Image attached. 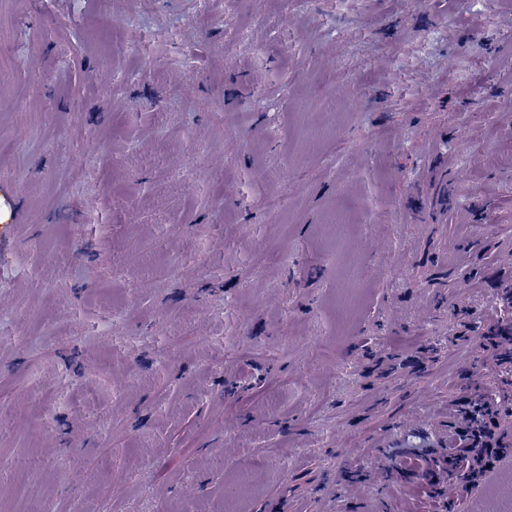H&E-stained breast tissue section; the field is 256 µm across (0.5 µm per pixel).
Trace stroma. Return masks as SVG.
Returning a JSON list of instances; mask_svg holds the SVG:
<instances>
[{"instance_id": "35a3bbf8", "label": "stroma", "mask_w": 512, "mask_h": 512, "mask_svg": "<svg viewBox=\"0 0 512 512\" xmlns=\"http://www.w3.org/2000/svg\"><path fill=\"white\" fill-rule=\"evenodd\" d=\"M1 210L0 512H480L512 472L439 503L399 454L481 388L512 443V0H0Z\"/></svg>"}]
</instances>
